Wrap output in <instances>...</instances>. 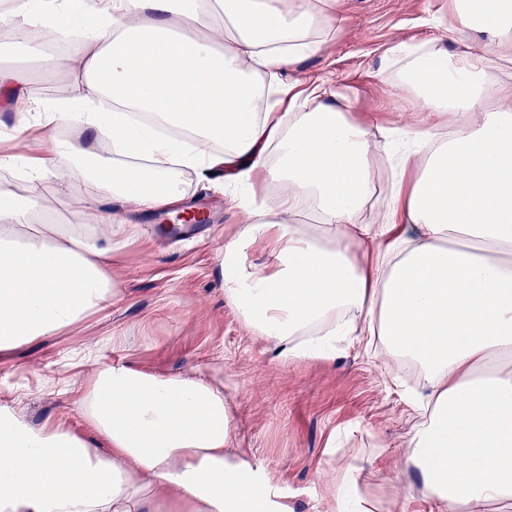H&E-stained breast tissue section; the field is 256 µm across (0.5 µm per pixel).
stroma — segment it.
<instances>
[{
	"instance_id": "stroma-1",
	"label": "stroma",
	"mask_w": 512,
	"mask_h": 512,
	"mask_svg": "<svg viewBox=\"0 0 512 512\" xmlns=\"http://www.w3.org/2000/svg\"><path fill=\"white\" fill-rule=\"evenodd\" d=\"M346 26L321 54L298 61L289 77L328 82L356 118L395 128L423 123L426 110L410 91L392 86L390 50L397 44H435L449 52L481 50L489 35L451 24L450 0H338ZM31 73L30 93L51 99L63 76L54 57L28 56L0 40V66ZM182 197H197L222 215L220 224L190 242L139 236L113 255L123 301L76 329L44 336L0 353V404L34 425L46 420L80 427L63 381L74 372L73 352L93 348L99 363L161 375L213 367L235 419L234 447L244 449L294 512H328L340 468L362 469L366 490L386 512H431L407 500L417 474L406 461L412 398L422 379L404 371L385 348L364 352L339 344L330 357L277 360L253 337L224 296L218 251L241 228L243 213L222 193L185 175Z\"/></svg>"
}]
</instances>
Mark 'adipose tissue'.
I'll return each instance as SVG.
<instances>
[{
    "label": "adipose tissue",
    "mask_w": 512,
    "mask_h": 512,
    "mask_svg": "<svg viewBox=\"0 0 512 512\" xmlns=\"http://www.w3.org/2000/svg\"><path fill=\"white\" fill-rule=\"evenodd\" d=\"M452 16L492 46L392 49L395 86L431 121L400 129L408 148L370 225L371 122L326 82L288 80L346 25L336 0H0V27L18 40L33 25L74 35L57 58L67 106L0 68L13 118L0 147V352L120 301L112 254L140 216L174 207L185 173L216 175L248 217L220 258L250 333L290 362L358 328L421 366L411 495L436 512H512V83L488 82L512 62V0H452ZM489 98L502 108L483 111ZM259 182L276 192L257 194ZM79 185L108 204L98 221L116 233L49 222L48 201ZM256 244L262 270L245 263ZM94 366L70 382L86 434L0 405V512H293L232 447L217 371ZM358 477L337 472V512H381Z\"/></svg>",
    "instance_id": "adipose-tissue-1"
}]
</instances>
